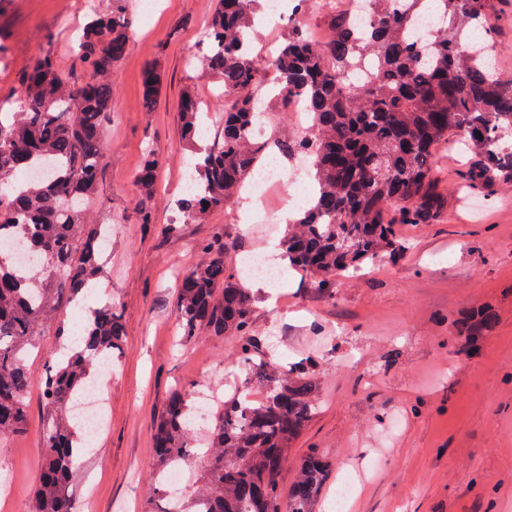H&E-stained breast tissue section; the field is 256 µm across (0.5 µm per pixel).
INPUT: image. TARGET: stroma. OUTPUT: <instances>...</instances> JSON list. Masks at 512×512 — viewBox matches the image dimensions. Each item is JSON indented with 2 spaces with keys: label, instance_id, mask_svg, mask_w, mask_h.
Returning <instances> with one entry per match:
<instances>
[{
  "label": "stroma",
  "instance_id": "stroma-1",
  "mask_svg": "<svg viewBox=\"0 0 512 512\" xmlns=\"http://www.w3.org/2000/svg\"><path fill=\"white\" fill-rule=\"evenodd\" d=\"M109 0H0V107L15 100L18 78L51 50L66 78L93 79L74 53L91 10ZM148 16L132 11L124 59L109 74L112 115L104 129L103 216L113 219L107 273L88 308L119 304L125 338L111 376L102 377L105 424L68 483L74 512H161L153 494L159 469L154 427L169 393L223 392L233 369V339L207 333L176 338L179 278L200 258L199 241L223 225L228 258L271 248L278 235H252L232 210L169 232L174 202L190 166L177 105L193 87L224 125V88L200 76L196 44L211 0H154ZM490 56L512 69V0H489ZM160 61L165 82L155 111L142 106V73ZM159 161L154 221L122 215L135 204L134 179L145 150ZM438 176L448 209L434 224H404L406 251L336 280L334 296L299 275L271 289L257 326L265 343L293 357L318 355L319 413L296 441L280 472L289 488L302 457L317 448L332 469L314 512H332L338 479L362 474L350 512H512V187L497 185L460 201L469 157L440 148ZM476 307L492 309L494 328L478 355L462 351L452 322ZM23 434L0 439V486L12 512H26L41 468L44 413L38 384L28 390Z\"/></svg>",
  "mask_w": 512,
  "mask_h": 512
}]
</instances>
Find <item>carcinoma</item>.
<instances>
[{
	"label": "carcinoma",
	"mask_w": 512,
	"mask_h": 512,
	"mask_svg": "<svg viewBox=\"0 0 512 512\" xmlns=\"http://www.w3.org/2000/svg\"><path fill=\"white\" fill-rule=\"evenodd\" d=\"M390 2L370 0L373 23L362 42L340 14L320 41H312L294 14L265 73L252 64L261 0H214L199 52L206 74L224 82V131L205 142L200 101L193 88L184 89L177 112L194 153L196 187L178 200L179 223L227 209L268 155L303 156L312 201L288 225L282 258L310 287L330 296L337 277L402 257L399 225L441 218L448 196L439 186L436 148L450 136L461 151L477 156L465 172L469 188L512 184V148L503 144L512 133V73L488 69L463 47L474 32L491 28L488 0H406L403 10ZM426 10L441 24L417 45L409 30L414 16ZM130 29L129 0H111L75 46L78 62L100 78L64 79L47 50L21 72L15 106L0 111V243H21L32 256L22 263L14 247L0 248V435L26 428L31 360L50 323L105 275L108 222L93 217L90 202L99 194L103 131L112 112L105 76L124 57ZM362 55L377 63L374 80L343 86L339 74ZM270 80L271 97L263 94ZM162 84L160 63L148 64L142 74L145 111H155ZM293 92L309 107L308 135L254 139L250 129L262 100L269 97L287 112ZM158 166L155 153L145 152L129 215L137 224L154 223ZM198 249L203 259L178 288V335L184 342L203 332L235 340L238 362L248 365V380L264 394L249 405L233 396L224 400L208 432L207 487L182 510L313 512L329 475L328 455L309 451L286 498L279 474L288 450L321 408L317 360L308 354L284 369L268 363L270 352L256 329L259 298L226 260L223 227H213ZM494 322L487 308L456 321L467 355L478 353ZM61 328L55 336L72 347L44 364L43 463L28 512H74L67 485L89 435L73 403L100 363L117 357L124 336L122 313L112 301L69 332ZM190 408L186 390L175 389L156 424L153 446L163 473L196 455Z\"/></svg>",
	"instance_id": "cac0c4a2"
}]
</instances>
